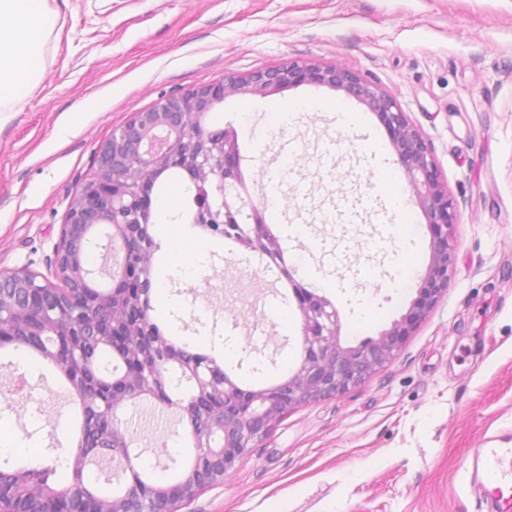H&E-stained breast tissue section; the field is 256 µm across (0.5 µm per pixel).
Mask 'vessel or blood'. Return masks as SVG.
<instances>
[{
	"instance_id": "b4317fda",
	"label": "vessel or blood",
	"mask_w": 512,
	"mask_h": 512,
	"mask_svg": "<svg viewBox=\"0 0 512 512\" xmlns=\"http://www.w3.org/2000/svg\"><path fill=\"white\" fill-rule=\"evenodd\" d=\"M469 473L491 512H512L511 447L476 449Z\"/></svg>"
}]
</instances>
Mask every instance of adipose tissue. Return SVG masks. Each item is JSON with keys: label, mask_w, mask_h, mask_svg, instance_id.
<instances>
[{"label": "adipose tissue", "mask_w": 512, "mask_h": 512, "mask_svg": "<svg viewBox=\"0 0 512 512\" xmlns=\"http://www.w3.org/2000/svg\"><path fill=\"white\" fill-rule=\"evenodd\" d=\"M57 18L46 0H0V112L20 107L42 71Z\"/></svg>", "instance_id": "1"}]
</instances>
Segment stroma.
Segmentation results:
<instances>
[{
	"mask_svg": "<svg viewBox=\"0 0 512 512\" xmlns=\"http://www.w3.org/2000/svg\"><path fill=\"white\" fill-rule=\"evenodd\" d=\"M58 24L45 67L0 122V270L46 273L96 149L160 98L226 75L290 63L344 66L384 88L428 140L453 200L447 292L396 359L340 394L301 404L255 438L235 469L179 512H480L468 480L475 449L512 442V0H47ZM211 127L234 125L251 200L270 208L288 266L336 306L343 344L405 314L430 258L416 204L374 191L406 184L385 128L357 99L301 85L229 98ZM363 203L336 221L334 197ZM259 253L188 251L153 274L168 299L153 315L205 353L238 338L236 377L271 384L301 351L295 312ZM26 374L25 393L13 383ZM80 407L72 386L26 350L0 360V426L26 461L66 458ZM141 463L166 480L145 425Z\"/></svg>",
	"mask_w": 512,
	"mask_h": 512,
	"instance_id": "1",
	"label": "stroma"
}]
</instances>
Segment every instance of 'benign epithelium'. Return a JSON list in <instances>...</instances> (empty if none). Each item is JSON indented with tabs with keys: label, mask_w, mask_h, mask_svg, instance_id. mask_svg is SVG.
<instances>
[{
	"label": "benign epithelium",
	"mask_w": 512,
	"mask_h": 512,
	"mask_svg": "<svg viewBox=\"0 0 512 512\" xmlns=\"http://www.w3.org/2000/svg\"><path fill=\"white\" fill-rule=\"evenodd\" d=\"M311 84L344 91L360 100L385 128L404 169L411 196L423 210L430 232V259L421 277L417 296L409 310L380 336L355 347L344 346L337 308L325 295L296 281L281 250L271 245L267 226L260 223V207L246 204L248 186L241 167L238 139L231 130H213L207 115L233 96H267L287 88ZM96 171L84 180L72 197L58 243L48 261V271L59 284L28 270L0 272V322L11 314L33 313L45 322L78 325L84 290L94 287L86 257L92 238L106 231L109 242H119L122 261L112 275V287L127 288L138 282L130 310L142 314L149 306L152 274L134 267L131 246L133 227L150 223L152 211L149 177L169 166H179L196 177L195 223L219 235L230 226L248 240L251 249L266 256L292 288L301 318V355L276 394L245 401L239 388L207 363L188 365L189 376L202 392L224 382V419L212 429L195 435L199 456L212 475L224 477L260 435L259 428L284 408L338 394L363 381L392 362L419 323L447 291L451 276L456 223L453 200L442 180L432 149L406 113L384 89L340 66L291 63L245 76L221 78L191 91L159 99L115 129L96 151ZM249 209L243 213V209ZM109 320L103 309L84 329L101 335ZM182 365L178 350L171 347L163 357L143 366L142 392L154 394L162 365Z\"/></svg>",
	"instance_id": "benign-epithelium-1"
}]
</instances>
